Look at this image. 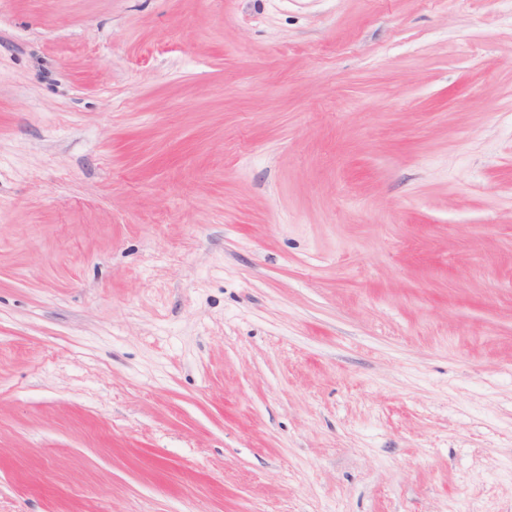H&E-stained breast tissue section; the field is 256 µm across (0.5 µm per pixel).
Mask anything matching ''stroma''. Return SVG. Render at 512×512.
Returning a JSON list of instances; mask_svg holds the SVG:
<instances>
[{
  "instance_id": "35a3bbf8",
  "label": "stroma",
  "mask_w": 512,
  "mask_h": 512,
  "mask_svg": "<svg viewBox=\"0 0 512 512\" xmlns=\"http://www.w3.org/2000/svg\"><path fill=\"white\" fill-rule=\"evenodd\" d=\"M0 512H512V0H0Z\"/></svg>"
}]
</instances>
